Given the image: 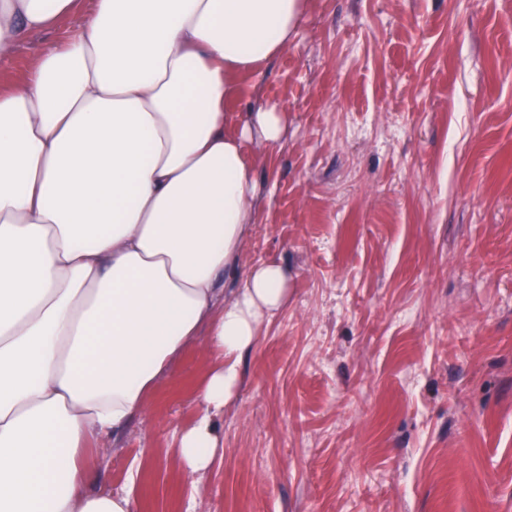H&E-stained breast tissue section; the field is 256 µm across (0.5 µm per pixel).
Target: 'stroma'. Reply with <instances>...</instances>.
<instances>
[{"instance_id": "35a3bbf8", "label": "stroma", "mask_w": 512, "mask_h": 512, "mask_svg": "<svg viewBox=\"0 0 512 512\" xmlns=\"http://www.w3.org/2000/svg\"><path fill=\"white\" fill-rule=\"evenodd\" d=\"M80 16L0 65L10 88ZM230 109L274 110L237 273L275 260L288 304L177 454L215 356L188 346L142 414L86 452L134 512H512V0H307Z\"/></svg>"}]
</instances>
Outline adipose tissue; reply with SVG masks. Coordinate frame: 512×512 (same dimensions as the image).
I'll return each instance as SVG.
<instances>
[{"instance_id":"adipose-tissue-1","label":"adipose tissue","mask_w":512,"mask_h":512,"mask_svg":"<svg viewBox=\"0 0 512 512\" xmlns=\"http://www.w3.org/2000/svg\"><path fill=\"white\" fill-rule=\"evenodd\" d=\"M78 0H0V62ZM306 0H93L18 87L0 90V512H133L84 455L141 414L200 332L217 361L179 440L213 463L215 418L288 302V271L225 276L254 221L252 147L280 113L228 105L293 38Z\"/></svg>"}]
</instances>
